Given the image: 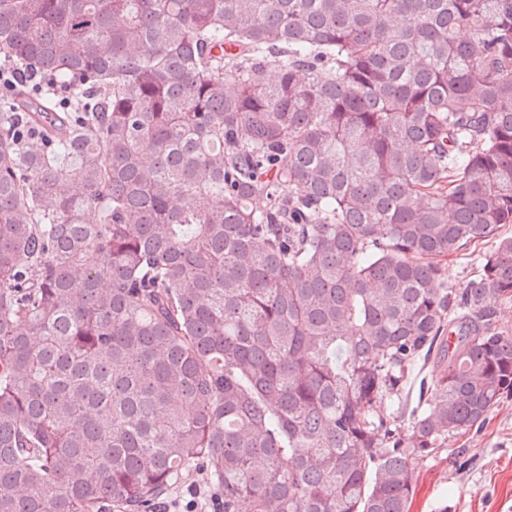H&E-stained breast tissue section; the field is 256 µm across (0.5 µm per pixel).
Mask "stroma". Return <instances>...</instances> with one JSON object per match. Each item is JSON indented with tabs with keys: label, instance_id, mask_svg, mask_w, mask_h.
I'll use <instances>...</instances> for the list:
<instances>
[{
	"label": "stroma",
	"instance_id": "obj_1",
	"mask_svg": "<svg viewBox=\"0 0 512 512\" xmlns=\"http://www.w3.org/2000/svg\"><path fill=\"white\" fill-rule=\"evenodd\" d=\"M410 512H512V393L418 467Z\"/></svg>",
	"mask_w": 512,
	"mask_h": 512
}]
</instances>
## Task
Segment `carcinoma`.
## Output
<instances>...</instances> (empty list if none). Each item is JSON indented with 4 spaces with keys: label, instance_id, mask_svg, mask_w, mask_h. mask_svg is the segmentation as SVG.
I'll return each mask as SVG.
<instances>
[{
    "label": "carcinoma",
    "instance_id": "carcinoma-1",
    "mask_svg": "<svg viewBox=\"0 0 512 512\" xmlns=\"http://www.w3.org/2000/svg\"><path fill=\"white\" fill-rule=\"evenodd\" d=\"M0 53L71 101H0V512H410L512 392V0H0ZM445 266L448 267V282L463 286L470 278L472 272V257L458 255L457 257L448 258ZM199 486L201 494L199 499H197V503L195 500V498L198 497L197 492H194L193 489L188 490V488L196 487L198 489ZM187 490L191 499L185 502V510H170V505L163 503L162 512H195L197 506V512H204V510H208V512H222L224 510V500L217 496H212L211 498V506L213 510L208 509L210 496L217 494V491L206 472L199 469H190L183 472V474L171 485L170 490L159 504L166 500L170 501L178 499L186 494Z\"/></svg>",
    "mask_w": 512,
    "mask_h": 512
}]
</instances>
